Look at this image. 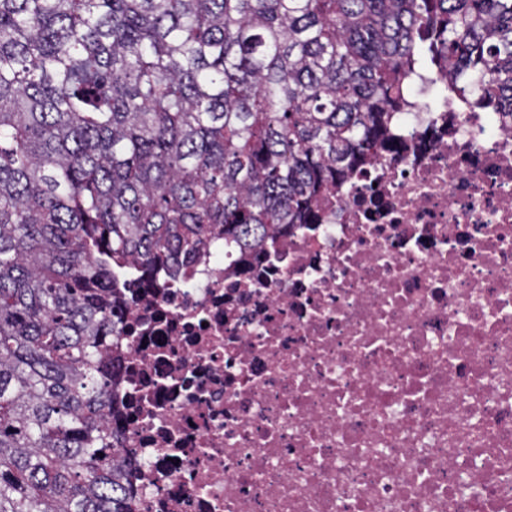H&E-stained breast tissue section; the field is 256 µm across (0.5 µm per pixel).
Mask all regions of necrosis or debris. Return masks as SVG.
<instances>
[{
  "label": "necrosis or debris",
  "mask_w": 512,
  "mask_h": 512,
  "mask_svg": "<svg viewBox=\"0 0 512 512\" xmlns=\"http://www.w3.org/2000/svg\"><path fill=\"white\" fill-rule=\"evenodd\" d=\"M319 224L114 291L133 512H512V115L417 81Z\"/></svg>",
  "instance_id": "4bbe7bcc"
}]
</instances>
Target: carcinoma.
Here are the masks:
<instances>
[{
	"label": "carcinoma",
	"mask_w": 512,
	"mask_h": 512,
	"mask_svg": "<svg viewBox=\"0 0 512 512\" xmlns=\"http://www.w3.org/2000/svg\"><path fill=\"white\" fill-rule=\"evenodd\" d=\"M424 54L512 113V0H0V512H132L117 273L321 223Z\"/></svg>",
	"instance_id": "1"
}]
</instances>
